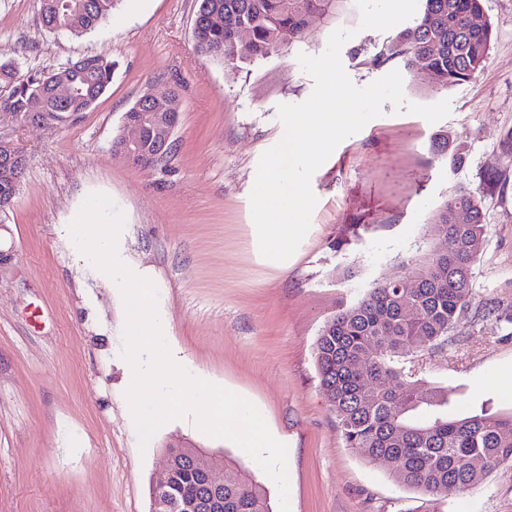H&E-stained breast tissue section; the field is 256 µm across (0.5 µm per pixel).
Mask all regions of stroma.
<instances>
[{
    "label": "stroma",
    "mask_w": 512,
    "mask_h": 512,
    "mask_svg": "<svg viewBox=\"0 0 512 512\" xmlns=\"http://www.w3.org/2000/svg\"><path fill=\"white\" fill-rule=\"evenodd\" d=\"M40 0H0V59L48 72L104 55L108 90L63 127L0 121L27 168L0 234L13 248L0 272V512H150L151 482L168 442L222 455L265 486L275 482L237 445L174 420L140 448L125 398L121 295L73 244L69 224L93 192L125 214L120 258L157 288L174 359L252 402L288 447L290 512H512V462L464 494L396 486L385 462L346 447L319 386L315 341L325 322L356 304L372 283L426 253L429 218L456 186L479 191L485 242L473 267L475 300L455 324L457 345L423 353L415 378L448 394V413H512V337L477 325L485 304L512 314V0H482L492 41L484 68L450 90L428 86L400 60L372 65L396 30L359 29L356 0L314 18L300 50L225 71L197 53L196 0H120L96 31L53 35ZM352 36L343 68L363 87L400 71L407 101L449 100L435 122L395 113L343 140L313 174L311 227L287 268L261 256L250 193L259 159L277 144L279 104H297L314 81L298 54L324 52L333 31ZM179 93V123L166 159L150 168L112 153L124 114L144 92ZM452 135L462 164L431 149Z\"/></svg>",
    "instance_id": "1"
}]
</instances>
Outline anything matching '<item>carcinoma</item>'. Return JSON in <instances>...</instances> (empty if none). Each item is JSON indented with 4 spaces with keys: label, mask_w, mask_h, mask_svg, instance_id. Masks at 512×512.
Wrapping results in <instances>:
<instances>
[{
    "label": "carcinoma",
    "mask_w": 512,
    "mask_h": 512,
    "mask_svg": "<svg viewBox=\"0 0 512 512\" xmlns=\"http://www.w3.org/2000/svg\"><path fill=\"white\" fill-rule=\"evenodd\" d=\"M120 0H41V20L50 33L56 17L80 10L79 35L95 29ZM196 14L218 13L224 25L193 31L198 52L237 72L245 65L292 50L305 41L312 18L331 17L344 0H197ZM411 27L401 32L371 63L379 66L399 59L407 69L423 72L432 87L448 90L470 81L488 57L492 30L482 15V0H422ZM66 67L51 72L22 74L12 62L0 63V108L26 113L34 91L45 86L53 94L42 102L43 112H65L69 99ZM112 73L94 67L74 85L91 97H101ZM436 154L452 153L462 160L451 135L432 142ZM470 211L472 223L458 224V209ZM433 247L419 258L402 263L401 279L376 283L354 306L331 317L315 346L320 385L336 414L346 447L370 462L385 460L394 483L424 494L455 485L468 492L502 463L512 462V414L485 413L451 418L442 407L447 394L425 389L412 379L407 364L418 353L443 347L453 340L457 316L468 310L474 293L472 267L485 234L481 198L465 187L453 188L431 217ZM411 308L407 318L403 310ZM201 467L177 455L157 512L182 492L198 486ZM224 512H271L265 488L233 462L224 463Z\"/></svg>",
    "instance_id": "obj_1"
}]
</instances>
